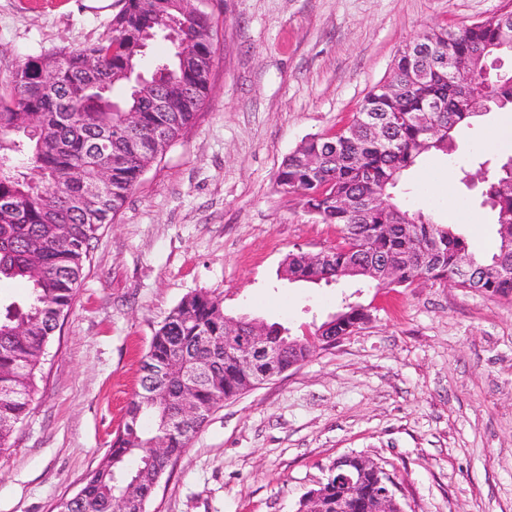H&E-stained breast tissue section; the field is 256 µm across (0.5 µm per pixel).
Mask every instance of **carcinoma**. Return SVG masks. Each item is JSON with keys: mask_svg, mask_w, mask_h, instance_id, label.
<instances>
[{"mask_svg": "<svg viewBox=\"0 0 512 512\" xmlns=\"http://www.w3.org/2000/svg\"><path fill=\"white\" fill-rule=\"evenodd\" d=\"M183 0H123L112 18V35L51 55L27 58L0 84V280L30 285L28 301L0 305V453L27 416L38 391L55 333L69 315L78 281L101 228L112 223L144 173L192 125L210 92V73L200 61L215 55L223 25L203 7L183 14ZM183 20V38L132 92L141 42L161 37L172 17ZM501 17L456 30L423 33L430 59L403 48L393 67L397 90L379 84L347 124L332 135L312 136L282 162L277 191L299 199L322 224H334L340 241L332 259L292 253L284 276L292 282L330 285L344 277L375 288H409L421 281L447 283L491 297L512 299V157L480 168L483 203L498 226L499 245L490 256L473 252L449 224H437L393 201L405 172L432 151L448 154L455 130L490 111L512 110V76L485 79L482 56L505 55ZM453 57L456 82L473 85L471 112L449 90L448 77L433 73V60ZM95 66H87L88 60ZM436 101L444 111L431 112ZM375 123L380 135L369 133ZM109 171V187L89 195ZM468 259L467 273L459 262ZM341 332L354 333L370 310L349 302ZM271 342H285L281 367L307 361L326 348L314 337H293L279 324L265 325ZM251 321L224 314L205 293L183 298L154 329L142 361L140 387L110 449L78 491L56 512H146L144 499L167 468L190 447L208 412L251 390L262 367L241 361L228 336H248ZM191 395L200 409L186 412ZM163 445L164 455L153 445ZM135 486L137 493L127 495Z\"/></svg>", "mask_w": 512, "mask_h": 512, "instance_id": "obj_1", "label": "carcinoma"}]
</instances>
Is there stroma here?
<instances>
[{"label":"stroma","instance_id":"obj_1","mask_svg":"<svg viewBox=\"0 0 512 512\" xmlns=\"http://www.w3.org/2000/svg\"><path fill=\"white\" fill-rule=\"evenodd\" d=\"M122 6L0 0V80L28 57L106 37ZM510 8L211 0L224 38L210 98L94 242L31 411L0 454V512H56L80 488L125 421L154 329L200 292L226 315L299 337L347 299L372 318L212 412L147 512H297L345 455L390 473L404 512H512V301L444 283L289 282L288 254L330 249L339 234L275 188L284 158L347 123L406 43ZM510 156L512 112L494 110L460 129L449 154L423 157L394 194L489 254L499 238L476 176L480 162Z\"/></svg>","mask_w":512,"mask_h":512}]
</instances>
